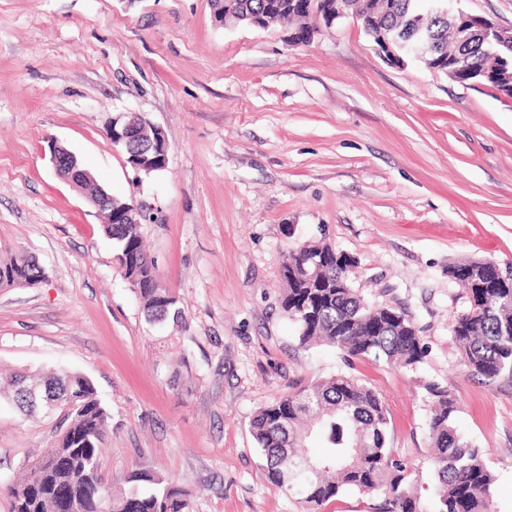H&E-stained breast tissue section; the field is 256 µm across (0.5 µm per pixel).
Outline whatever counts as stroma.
<instances>
[{"mask_svg": "<svg viewBox=\"0 0 512 512\" xmlns=\"http://www.w3.org/2000/svg\"><path fill=\"white\" fill-rule=\"evenodd\" d=\"M287 34L220 26L211 0H0V260L24 250L48 275L0 288V373L93 381L112 487L142 466L178 481L190 512H306L266 479L250 422L346 368L334 348L301 345L281 308L289 252L325 242L354 260L353 288L408 311L428 346L413 372L355 364L421 498L432 495L421 385L436 381L496 477L497 512H512V385L467 377L449 333L467 298L448 279L461 260L512 269V105L391 64L350 20L297 48ZM121 112L162 129L163 171L137 173L107 138ZM52 141L145 205L147 254L182 322L146 320L102 216L56 174ZM59 423L0 400V484Z\"/></svg>", "mask_w": 512, "mask_h": 512, "instance_id": "obj_1", "label": "stroma"}]
</instances>
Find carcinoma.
<instances>
[{
	"instance_id": "cac0c4a2",
	"label": "carcinoma",
	"mask_w": 512,
	"mask_h": 512,
	"mask_svg": "<svg viewBox=\"0 0 512 512\" xmlns=\"http://www.w3.org/2000/svg\"><path fill=\"white\" fill-rule=\"evenodd\" d=\"M276 0H214L215 21L230 26L239 18L263 16L266 26L288 23L296 44L311 41L314 20L333 0H301L296 10L280 11ZM417 0H390L387 12L372 17L373 0H350L362 20L383 29L408 31L424 25L437 41L450 79L462 85H512V48L484 41L480 35L455 44L448 24L415 7ZM142 207L112 197V223L102 225L112 241L115 261L137 292L145 315L164 320L179 315L177 299L162 284L149 260L142 236ZM488 260H469L448 267V279L466 266L472 281L462 286L468 307L450 326L469 377L494 387L512 383V275L489 284L481 271ZM355 262L329 244L304 243L291 251L280 268L284 285L281 306L301 343L335 348L351 367L357 360L383 359L414 371L428 347L408 312L388 304H370L352 288ZM45 270L19 250L0 261V288H18L43 280ZM29 381L55 383L74 397L63 401L62 428L52 449L0 492L11 512H189L188 493L176 481L142 467L112 489L100 473L108 413L93 382L84 374L58 370L33 374ZM428 407L434 493L424 507L415 492L418 470L390 446L389 420L379 394L351 372H338L282 395L262 406L250 422L260 449L265 476L288 492L304 495L308 512L347 492L368 498V512H496L495 478L481 449L454 425L455 394L435 381L423 385Z\"/></svg>"
}]
</instances>
